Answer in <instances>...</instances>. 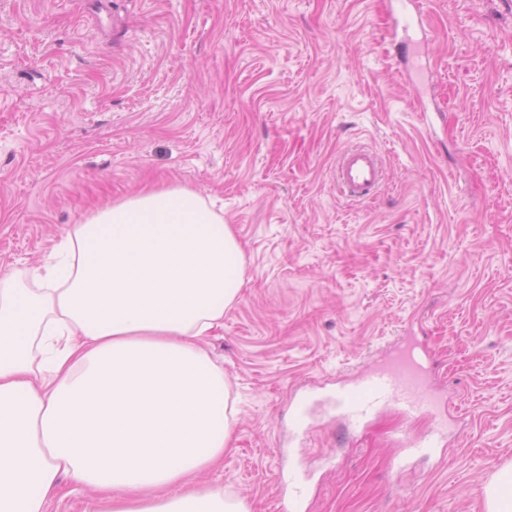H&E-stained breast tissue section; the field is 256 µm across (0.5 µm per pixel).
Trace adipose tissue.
<instances>
[{
  "label": "adipose tissue",
  "mask_w": 512,
  "mask_h": 512,
  "mask_svg": "<svg viewBox=\"0 0 512 512\" xmlns=\"http://www.w3.org/2000/svg\"><path fill=\"white\" fill-rule=\"evenodd\" d=\"M245 282L230 225L196 190L98 210L41 265L0 273V512H251L195 483L231 446L234 404L203 344ZM61 485L60 496L52 504L51 512H81L91 497L90 491L75 486L68 478H63Z\"/></svg>",
  "instance_id": "adipose-tissue-1"
}]
</instances>
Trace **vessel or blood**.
<instances>
[{
    "instance_id": "vessel-or-blood-1",
    "label": "vessel or blood",
    "mask_w": 512,
    "mask_h": 512,
    "mask_svg": "<svg viewBox=\"0 0 512 512\" xmlns=\"http://www.w3.org/2000/svg\"><path fill=\"white\" fill-rule=\"evenodd\" d=\"M383 180L377 151L358 148L344 154L336 168V184L343 195L354 201L372 198ZM427 353L411 339L398 340L387 361L362 372L337 391L333 404L339 414L359 421L380 406L395 404L400 413L412 415L422 410H438L429 381Z\"/></svg>"
}]
</instances>
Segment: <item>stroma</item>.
<instances>
[{
  "label": "stroma",
  "mask_w": 512,
  "mask_h": 512,
  "mask_svg": "<svg viewBox=\"0 0 512 512\" xmlns=\"http://www.w3.org/2000/svg\"><path fill=\"white\" fill-rule=\"evenodd\" d=\"M0 0V271L146 186L199 191L246 259L205 348L235 403L198 480L279 512H486L512 462V0ZM379 153L373 199L336 187ZM417 336L442 415L318 397ZM432 440V451L421 442ZM382 180L380 157L374 150H351L342 156L336 168V185L354 201L371 199Z\"/></svg>",
  "instance_id": "obj_1"
}]
</instances>
